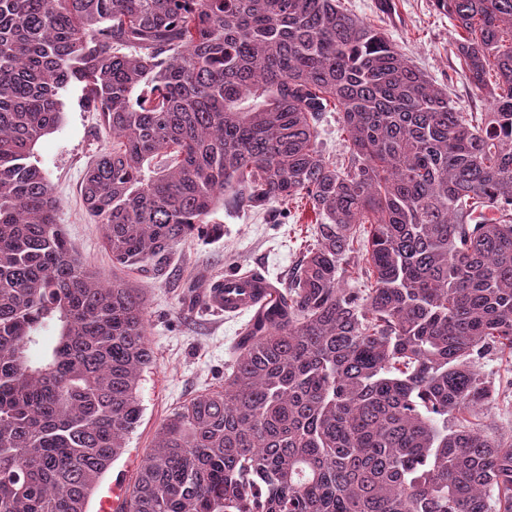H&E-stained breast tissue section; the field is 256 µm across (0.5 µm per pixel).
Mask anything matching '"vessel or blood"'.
I'll list each match as a JSON object with an SVG mask.
<instances>
[{
    "label": "vessel or blood",
    "mask_w": 512,
    "mask_h": 512,
    "mask_svg": "<svg viewBox=\"0 0 512 512\" xmlns=\"http://www.w3.org/2000/svg\"><path fill=\"white\" fill-rule=\"evenodd\" d=\"M273 298V286L266 279L249 273L226 274L212 282L208 290L209 303L227 314L248 311L271 302ZM127 496L126 484L114 481L100 497V512H119Z\"/></svg>",
    "instance_id": "b4317fda"
}]
</instances>
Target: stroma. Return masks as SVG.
<instances>
[{
  "instance_id": "1",
  "label": "stroma",
  "mask_w": 512,
  "mask_h": 512,
  "mask_svg": "<svg viewBox=\"0 0 512 512\" xmlns=\"http://www.w3.org/2000/svg\"><path fill=\"white\" fill-rule=\"evenodd\" d=\"M343 8L384 29L398 48L433 81L447 85L463 112L487 111L485 92L470 85L451 49L453 26L431 0H341ZM60 126L42 138L31 157L49 180L59 201L57 222L74 248L104 277L112 275V259L104 247L103 228L86 212L81 197L90 163L112 141L98 113L83 105L80 87L64 94ZM314 215L301 199L259 208L225 199L208 221L222 225L218 237H194L178 249L165 278L145 282L147 336L154 363L139 385L142 417L123 453L103 477V486L123 477L134 483L153 444L155 432L180 403L224 383V362L247 315L227 316L192 308L188 281L206 285L233 271L260 272L273 285L286 282L313 241ZM480 371L496 389V399L483 422L493 431H512V356L495 354Z\"/></svg>"
}]
</instances>
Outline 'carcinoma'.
<instances>
[{
	"instance_id": "1",
	"label": "carcinoma",
	"mask_w": 512,
	"mask_h": 512,
	"mask_svg": "<svg viewBox=\"0 0 512 512\" xmlns=\"http://www.w3.org/2000/svg\"><path fill=\"white\" fill-rule=\"evenodd\" d=\"M340 2L0 0V512H88L153 363L143 289L75 255L30 162L72 83L112 138L82 187L112 265L161 279L223 234L206 218L227 191L316 216L121 512H512V435L481 428L477 370L512 353V0H433L480 114ZM332 106L341 163L320 148ZM352 259L373 287H343Z\"/></svg>"
}]
</instances>
